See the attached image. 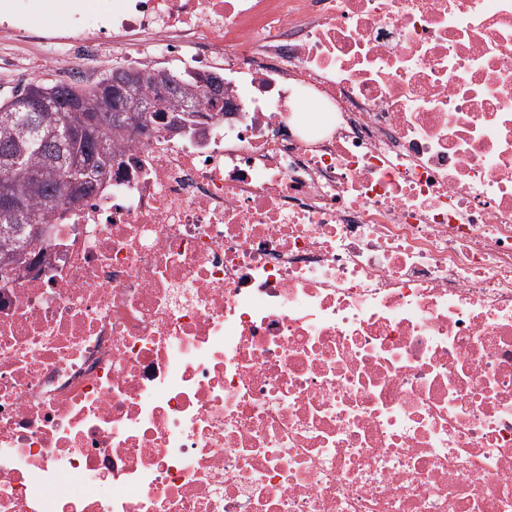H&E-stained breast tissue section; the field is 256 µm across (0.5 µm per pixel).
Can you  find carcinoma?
<instances>
[{
	"instance_id": "carcinoma-1",
	"label": "carcinoma",
	"mask_w": 512,
	"mask_h": 512,
	"mask_svg": "<svg viewBox=\"0 0 512 512\" xmlns=\"http://www.w3.org/2000/svg\"><path fill=\"white\" fill-rule=\"evenodd\" d=\"M172 74L184 83L172 97L180 106L196 85L187 72L174 70ZM105 80L103 76L93 83L34 81V92L58 91L61 108L43 113L35 127L22 119L23 113L11 111L12 104L0 101V195L7 192L24 198L29 219L27 224H16L12 215L0 212L1 285L27 263L31 249L42 243L48 207L64 202L68 179H83L89 185L83 197H88L112 169V159L120 154L119 143L133 138L108 122L99 131L97 143L74 140L63 144V128L72 119L68 108L77 104L86 111L98 109L99 88Z\"/></svg>"
}]
</instances>
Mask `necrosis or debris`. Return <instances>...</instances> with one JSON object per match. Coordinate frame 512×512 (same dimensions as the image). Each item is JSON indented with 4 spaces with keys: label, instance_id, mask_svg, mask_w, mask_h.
<instances>
[{
    "label": "necrosis or debris",
    "instance_id": "1",
    "mask_svg": "<svg viewBox=\"0 0 512 512\" xmlns=\"http://www.w3.org/2000/svg\"><path fill=\"white\" fill-rule=\"evenodd\" d=\"M1 41L187 50L234 112L0 288V512H512V0H11ZM28 15L30 25L42 27L47 23H61L64 18L61 14V5L65 0H28Z\"/></svg>",
    "mask_w": 512,
    "mask_h": 512
}]
</instances>
